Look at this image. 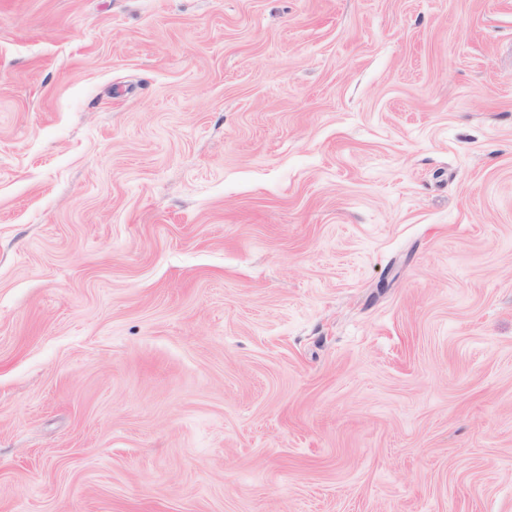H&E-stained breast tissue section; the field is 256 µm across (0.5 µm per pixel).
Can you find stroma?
<instances>
[{
  "instance_id": "1",
  "label": "stroma",
  "mask_w": 512,
  "mask_h": 512,
  "mask_svg": "<svg viewBox=\"0 0 512 512\" xmlns=\"http://www.w3.org/2000/svg\"><path fill=\"white\" fill-rule=\"evenodd\" d=\"M0 512H512V0H0Z\"/></svg>"
}]
</instances>
